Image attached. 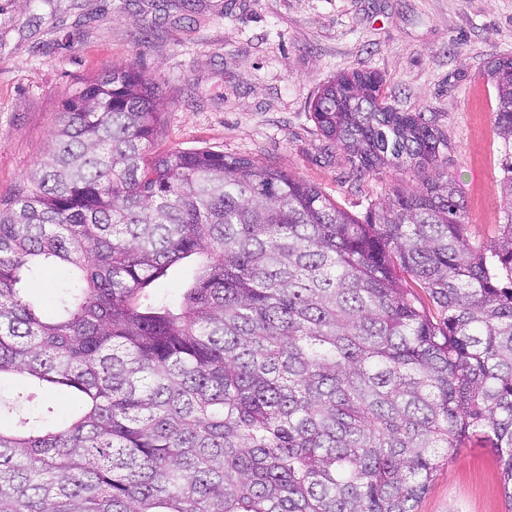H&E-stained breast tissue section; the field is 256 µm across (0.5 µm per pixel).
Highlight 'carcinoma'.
Wrapping results in <instances>:
<instances>
[{
  "label": "carcinoma",
  "instance_id": "1",
  "mask_svg": "<svg viewBox=\"0 0 512 512\" xmlns=\"http://www.w3.org/2000/svg\"><path fill=\"white\" fill-rule=\"evenodd\" d=\"M485 76L512 159V56ZM165 107L132 64L82 84L0 197V377L81 400L56 424L28 387L0 397L18 417L0 427V512H418L478 435L512 508V162L484 242L448 135L389 104L376 71L311 106L355 180L419 178L361 216L248 158L150 156ZM191 256L178 300L144 293ZM51 269L47 312L27 290Z\"/></svg>",
  "mask_w": 512,
  "mask_h": 512
}]
</instances>
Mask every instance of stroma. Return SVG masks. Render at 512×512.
<instances>
[{"label":"stroma","instance_id":"stroma-1","mask_svg":"<svg viewBox=\"0 0 512 512\" xmlns=\"http://www.w3.org/2000/svg\"><path fill=\"white\" fill-rule=\"evenodd\" d=\"M512 55V0H0V197L53 147L63 103L134 64L167 102L151 154L210 149L290 172L353 214L408 170L354 181L311 103L343 72L380 73L388 102L433 113L471 238L502 222L505 158L488 61ZM419 512H507L481 437L451 450Z\"/></svg>","mask_w":512,"mask_h":512}]
</instances>
